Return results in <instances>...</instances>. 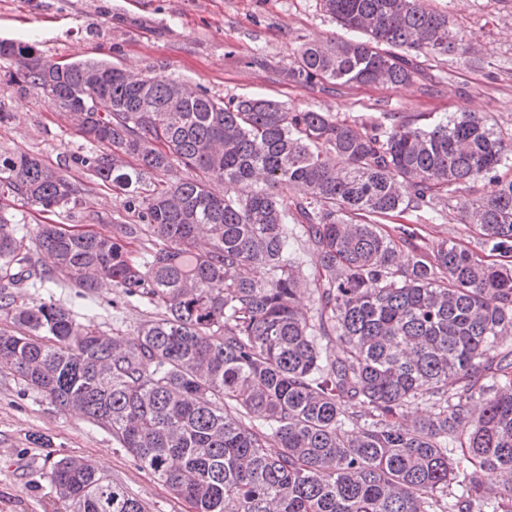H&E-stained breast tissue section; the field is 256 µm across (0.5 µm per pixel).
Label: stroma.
<instances>
[{
    "label": "stroma",
    "mask_w": 512,
    "mask_h": 512,
    "mask_svg": "<svg viewBox=\"0 0 512 512\" xmlns=\"http://www.w3.org/2000/svg\"><path fill=\"white\" fill-rule=\"evenodd\" d=\"M473 36L478 67L442 57L422 58L427 82L407 85L327 86L289 83L286 71L307 39H342L346 33L320 0H0V40L35 44L45 60L96 58L156 77L179 79L229 100L255 95L299 109L341 112L360 122L383 112H488L512 126V0H431ZM14 61L0 59V153L24 152L57 165L87 143L53 101L27 89ZM77 194L68 206L46 215L13 194L0 196V210L19 222L26 244L40 224L111 234L115 225L134 223L124 195L87 171L67 169ZM20 301L34 306L53 301L78 321L131 338L149 309L127 300L120 289L100 288L95 299L65 282L26 288ZM85 457L98 471L122 484L150 512H190L122 448L111 432L82 416L59 409L0 369V512H70L48 478L53 462Z\"/></svg>",
    "instance_id": "stroma-1"
}]
</instances>
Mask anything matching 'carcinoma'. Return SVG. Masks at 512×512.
I'll list each match as a JSON object with an SVG mask.
<instances>
[{
  "label": "carcinoma",
  "instance_id": "obj_1",
  "mask_svg": "<svg viewBox=\"0 0 512 512\" xmlns=\"http://www.w3.org/2000/svg\"><path fill=\"white\" fill-rule=\"evenodd\" d=\"M320 2L353 38L301 44L287 73L300 87L404 84L422 55L471 59L470 35L429 0ZM0 58L90 144L56 168L0 154V185L54 212L75 195L61 173L73 164L138 218L111 236L41 225L35 247L55 259L43 269L0 214V272L86 296L110 284L154 311L130 340L0 292L19 327L0 331V368L110 431L192 512H512V345L499 344L512 335V129L479 112H384L359 131L100 59L48 62L32 44L0 40ZM480 181L493 189L475 197ZM445 206L480 251L382 228ZM300 237L318 258L310 281ZM310 284L312 312L297 304ZM48 477L74 512H148L86 458Z\"/></svg>",
  "mask_w": 512,
  "mask_h": 512
}]
</instances>
